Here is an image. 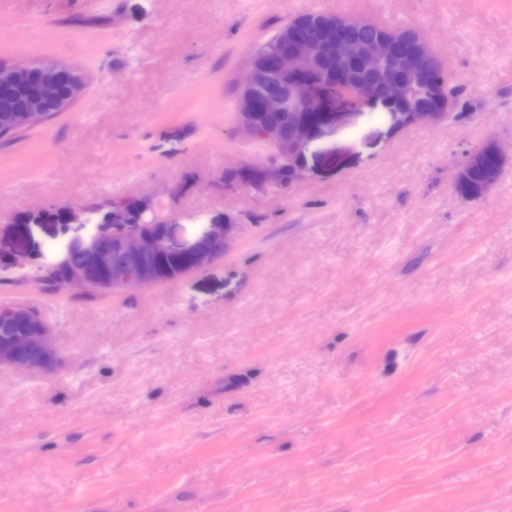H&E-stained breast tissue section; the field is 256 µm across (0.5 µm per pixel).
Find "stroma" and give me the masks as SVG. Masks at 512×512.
<instances>
[{"label":"stroma","mask_w":512,"mask_h":512,"mask_svg":"<svg viewBox=\"0 0 512 512\" xmlns=\"http://www.w3.org/2000/svg\"><path fill=\"white\" fill-rule=\"evenodd\" d=\"M308 12L418 30L466 116L365 105L262 185L234 86ZM1 58L88 85L0 145V307L60 356L0 369V512H512V164L477 202L449 175L512 139V0H0ZM128 196L177 244L242 229L177 281L49 285L78 208Z\"/></svg>","instance_id":"35a3bbf8"}]
</instances>
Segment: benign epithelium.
Listing matches in <instances>:
<instances>
[{"label": "benign epithelium", "instance_id": "obj_1", "mask_svg": "<svg viewBox=\"0 0 512 512\" xmlns=\"http://www.w3.org/2000/svg\"><path fill=\"white\" fill-rule=\"evenodd\" d=\"M399 41L389 32L360 37L348 21L305 13L249 55L246 79L236 89L237 131L274 149L264 178L268 188L283 190L298 179L295 152L316 130L342 119L341 113L326 111L338 101L351 107L379 101L408 123L435 122L452 112L455 95L449 84L424 79L441 57L420 35L407 49L399 48ZM85 87V75L62 61L0 60V91L25 92L20 104L0 110V141L70 110ZM421 93L435 95L437 110L411 106ZM509 163L512 150L490 136L452 165L454 189L467 202L483 200ZM112 208L121 210L126 221L113 224L110 236L93 229L87 238L65 243L51 266V282L107 295L178 280L223 256L241 228L231 220L209 224L192 243L176 246L169 220L154 214L149 198L114 201ZM170 258L179 260L172 278L165 265ZM56 361L51 328L36 312L20 305L0 309V368L47 373Z\"/></svg>", "mask_w": 512, "mask_h": 512}]
</instances>
